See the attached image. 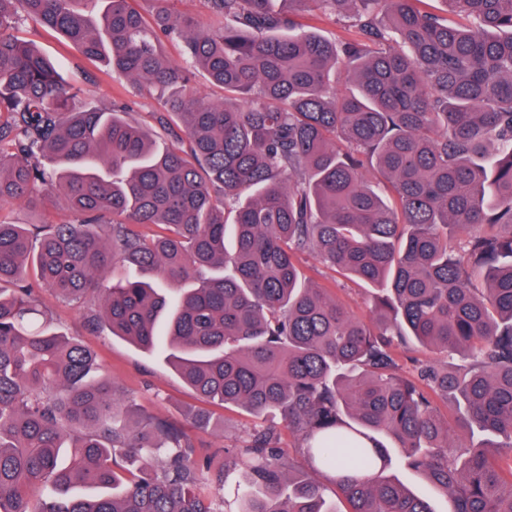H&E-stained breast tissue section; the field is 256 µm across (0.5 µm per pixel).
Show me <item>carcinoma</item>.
<instances>
[{
    "instance_id": "carcinoma-1",
    "label": "carcinoma",
    "mask_w": 512,
    "mask_h": 512,
    "mask_svg": "<svg viewBox=\"0 0 512 512\" xmlns=\"http://www.w3.org/2000/svg\"><path fill=\"white\" fill-rule=\"evenodd\" d=\"M136 2L0 0V209L44 190L70 215L0 220V512H435L394 451L448 512H512V0H444L462 23L426 0H207L206 27ZM28 18L160 100L189 150L87 104L16 35ZM304 253L370 286L368 317L309 284ZM43 288L94 299L88 325L163 349L202 401L279 414L340 504L270 424L224 449L243 472L219 509L224 470L114 396ZM396 342L457 367L401 375ZM392 471L400 479L409 483L416 492L426 497H429L432 500L433 506L436 511L448 512V498L443 494L435 491L418 475L408 470H405L404 468L398 465H394L392 467Z\"/></svg>"
}]
</instances>
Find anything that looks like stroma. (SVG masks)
<instances>
[{"label": "stroma", "mask_w": 512, "mask_h": 512, "mask_svg": "<svg viewBox=\"0 0 512 512\" xmlns=\"http://www.w3.org/2000/svg\"><path fill=\"white\" fill-rule=\"evenodd\" d=\"M20 33L35 40L48 55L59 61L65 81L78 89L86 100L99 106L115 102L128 105L129 120L156 131L160 145L172 143V136L158 129L156 114L161 105L156 99L113 80L101 63L90 61L76 49L67 47L60 36L38 23L21 22ZM300 262L308 278L326 288L356 316H367L370 287L336 274L312 255H301ZM40 298L59 333L81 341L94 351L102 373L112 379L118 395L134 398L147 415L186 427L197 456L210 457L215 464H223L225 449L243 447L254 429L264 424V417L214 404L209 411L223 422V432L191 427L188 412L199 408L200 403L168 364L164 354L141 350L112 336L107 329L90 330L85 324L84 308L59 300L49 291H41Z\"/></svg>", "instance_id": "35a3bbf8"}]
</instances>
